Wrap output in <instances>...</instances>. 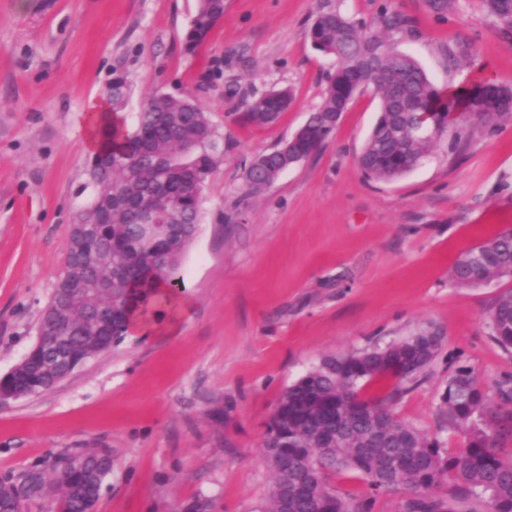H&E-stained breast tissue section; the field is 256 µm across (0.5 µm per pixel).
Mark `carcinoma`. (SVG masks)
<instances>
[{
  "label": "carcinoma",
  "mask_w": 512,
  "mask_h": 512,
  "mask_svg": "<svg viewBox=\"0 0 512 512\" xmlns=\"http://www.w3.org/2000/svg\"><path fill=\"white\" fill-rule=\"evenodd\" d=\"M484 12L503 32L512 35V0H480ZM227 0H198L196 14L185 34L189 51L201 45L224 16ZM413 30L412 19L398 11H383L377 20H355L340 11L320 8L309 36L314 46L336 56L339 65L327 79L320 105L303 125L292 153L309 157L330 137L336 113L347 109L355 95L372 89L380 98L379 117L359 156L367 178L391 181L411 170L443 139L456 154L471 141L474 119L485 132L512 120V88L489 76L450 93L435 86L411 56L392 43L395 33ZM476 54L473 43L448 47V66ZM131 87L120 72L108 89L111 112L129 104ZM245 117L255 126L276 122L292 104L289 89L270 90L244 101ZM429 107L448 118L447 132L438 138L413 139L412 109ZM100 149L91 158L87 175L92 201L76 219L90 224L84 233L72 227L63 273L50 296L65 341L88 357L105 351L106 337L94 326L100 309L112 308L113 319L144 318L154 303L170 297L159 291L180 274L182 259L198 234L202 220V192L224 148L217 139L208 111L192 94L154 93L145 98L124 129L99 116ZM281 147L257 152L243 168L247 195L258 197L280 176ZM153 211L176 217L171 236L147 240L142 213ZM512 274V230H503L464 251L454 262L449 281L475 287ZM76 281L98 289L90 306L64 302L59 289ZM490 336L505 349L512 348V289L502 290L490 316ZM427 328L391 344L387 357L378 347L326 358L315 370L281 394L263 444L272 475L270 493L260 512H279L287 490L300 486L305 493L292 497L291 512H315L329 499L334 512H372L374 498L344 499L329 485L336 472L358 473L372 493L396 490L406 494L402 512H459L458 501L486 497L485 512H512V460H502L500 440L512 435V386L499 387L501 404L494 406L475 372L460 368L448 378L442 396L440 429L460 433L465 443L444 448L416 427L399 419L394 403L422 381L441 349V341ZM39 355L18 371L34 386L49 380L53 368ZM389 378L391 390L361 396L363 381ZM335 402L342 408L329 420L322 406ZM112 457L107 449L75 451L61 457L48 470L36 466L23 473L32 489L30 500L55 499L60 512H84L64 469L81 463L85 473L99 479ZM454 487L444 499L433 490L447 480Z\"/></svg>",
  "instance_id": "1"
}]
</instances>
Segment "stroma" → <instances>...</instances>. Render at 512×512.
I'll return each mask as SVG.
<instances>
[{
    "label": "stroma",
    "mask_w": 512,
    "mask_h": 512,
    "mask_svg": "<svg viewBox=\"0 0 512 512\" xmlns=\"http://www.w3.org/2000/svg\"><path fill=\"white\" fill-rule=\"evenodd\" d=\"M324 5L364 20L385 8L408 15L413 32L393 41L437 86L486 73L512 87V38L479 0H456L442 17L427 0H229L192 53L184 35L197 0H0V375L33 345L70 228L91 200L85 116L106 98L113 68L128 75V112L156 91H192L224 142L182 263L184 292L151 309L144 334L50 391L0 404V479L108 448L96 512H186L196 501L258 512L271 487L263 441L283 389L327 356L424 327L442 349L394 413L457 448L462 435L439 428L449 376L472 368L499 403L512 349L491 339L489 319L512 277L457 287L448 272L512 229V121L457 159L442 141L402 177L373 181L357 163L378 116L369 90L316 153L260 197L244 193L243 161L288 140L336 68L308 35ZM463 38L478 55L449 67L446 48ZM285 87L291 108L263 127L229 94ZM232 209L240 216L229 223Z\"/></svg>",
    "instance_id": "stroma-1"
}]
</instances>
